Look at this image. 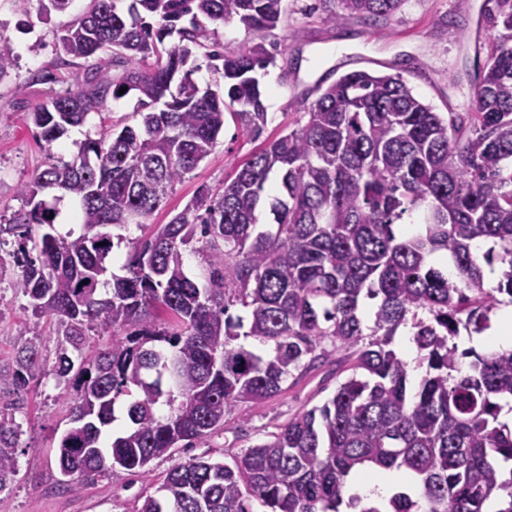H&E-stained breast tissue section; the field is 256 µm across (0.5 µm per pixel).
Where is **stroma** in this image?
I'll return each instance as SVG.
<instances>
[{"instance_id": "35a3bbf8", "label": "stroma", "mask_w": 512, "mask_h": 512, "mask_svg": "<svg viewBox=\"0 0 512 512\" xmlns=\"http://www.w3.org/2000/svg\"><path fill=\"white\" fill-rule=\"evenodd\" d=\"M312 0H287V11L275 31L279 54L275 66L261 76L268 110L266 137L294 126L319 88L339 76L365 70L401 73L415 94L438 112H466L471 105L477 72L485 63L489 41L478 20L485 0H404L399 12L367 22L344 17L324 22L322 13L307 14ZM85 0H73L63 12L32 22L29 33H19L11 0H0V46L13 48L16 70L0 80V212L13 214L23 207L17 194L21 182L33 180L56 161L71 160L77 145L100 124L98 115L70 129L52 149L34 137L28 112L66 87L74 70L69 57L57 49V36L80 13ZM54 81L38 80L43 71ZM233 124H225L213 154L176 184L145 229L130 228L132 238L149 236L182 211L203 187L218 189L231 178L233 166L257 149ZM12 261L0 266V365H9L19 342L20 327L30 317L25 299L10 288ZM339 380L334 363L316 364L295 372L282 392L260 404L238 405L223 428L192 448H175L151 464L150 476L123 469L111 477L89 482L80 493L56 488L59 475L57 446L67 427L69 405L60 399L53 378L37 376L20 394L16 418L22 424L24 453L10 494L0 495V512H135L145 492L153 491L170 468L193 457L231 459L265 439L300 409L322 405Z\"/></svg>"}]
</instances>
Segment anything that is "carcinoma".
I'll list each match as a JSON object with an SVG mask.
<instances>
[{
  "instance_id": "1",
  "label": "carcinoma",
  "mask_w": 512,
  "mask_h": 512,
  "mask_svg": "<svg viewBox=\"0 0 512 512\" xmlns=\"http://www.w3.org/2000/svg\"><path fill=\"white\" fill-rule=\"evenodd\" d=\"M87 0L59 37L67 56L107 58L70 76L30 112L51 148L119 90L141 121L101 125L68 162L52 164L0 214V251L21 268L11 288L27 299L0 387L53 376L72 403L58 446L60 483L76 492L120 468L148 465L224 427L240 403H262L294 372L329 352L350 376L323 405L296 414L231 461L173 467L137 512H349L365 466L413 474L415 512H512V349L458 352L461 331L481 334L505 295L512 303V0H488L492 31L470 111L443 114L401 74L353 71L323 90L307 120L264 140L221 189L202 188L152 237L131 243L123 275L109 272L120 230L145 227L216 147L224 124L256 141L268 122L257 74L276 65L278 41L226 51L207 64L223 94L203 91L193 49L207 24L236 18L260 36L277 29L286 0ZM324 21L394 14L403 0H318ZM221 65H216V62ZM276 184L270 185V178ZM51 195L46 200L44 195ZM69 201L80 232H59ZM270 221L261 222L262 214ZM418 225L402 235L404 218ZM204 265L186 270V253ZM377 301L365 332L361 305ZM240 306L247 319L233 317ZM174 317L170 328L155 312ZM56 318L55 361L42 358L43 320ZM413 329L425 374L410 385L392 348ZM109 341L92 345L93 337ZM467 358V366L461 359ZM129 396L127 425L115 404ZM18 402L0 404V494L19 473Z\"/></svg>"
}]
</instances>
